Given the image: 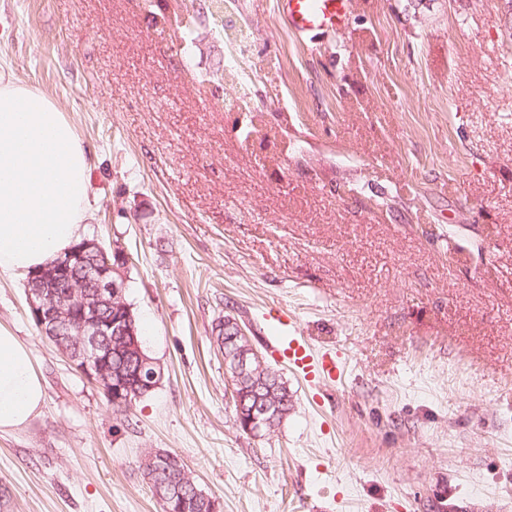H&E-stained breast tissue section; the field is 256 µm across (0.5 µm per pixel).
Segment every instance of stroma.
<instances>
[{
    "mask_svg": "<svg viewBox=\"0 0 512 512\" xmlns=\"http://www.w3.org/2000/svg\"><path fill=\"white\" fill-rule=\"evenodd\" d=\"M166 2L192 24L147 0H0V72L73 123L84 235L128 255L164 370L117 410L1 276L0 325L47 397L0 435V512H160L151 449L222 512H512V0H359L304 38L277 0ZM266 308L347 364L317 391L285 374L293 410L253 437L212 327L235 316L273 362Z\"/></svg>",
    "mask_w": 512,
    "mask_h": 512,
    "instance_id": "35a3bbf8",
    "label": "stroma"
}]
</instances>
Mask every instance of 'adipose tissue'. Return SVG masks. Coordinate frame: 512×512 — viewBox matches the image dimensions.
Listing matches in <instances>:
<instances>
[{
    "instance_id": "obj_1",
    "label": "adipose tissue",
    "mask_w": 512,
    "mask_h": 512,
    "mask_svg": "<svg viewBox=\"0 0 512 512\" xmlns=\"http://www.w3.org/2000/svg\"><path fill=\"white\" fill-rule=\"evenodd\" d=\"M90 163L72 123L45 94L0 73V275H28L81 238ZM45 403L30 349L0 327V434Z\"/></svg>"
}]
</instances>
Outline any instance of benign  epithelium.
<instances>
[{
  "label": "benign epithelium",
  "mask_w": 512,
  "mask_h": 512,
  "mask_svg": "<svg viewBox=\"0 0 512 512\" xmlns=\"http://www.w3.org/2000/svg\"><path fill=\"white\" fill-rule=\"evenodd\" d=\"M126 256L112 261L102 243L83 239L28 277L26 297L41 335L49 339L109 400L123 403L130 396L126 379L112 383V341L119 336L139 349L136 328L129 317L116 320L102 314L103 308L125 310ZM264 363L262 355L247 343L246 352L232 359L234 373L251 361ZM139 384L156 388L162 379L156 361L140 356Z\"/></svg>",
  "instance_id": "1"
}]
</instances>
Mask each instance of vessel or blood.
<instances>
[{"instance_id": "1", "label": "vessel or blood", "mask_w": 512, "mask_h": 512, "mask_svg": "<svg viewBox=\"0 0 512 512\" xmlns=\"http://www.w3.org/2000/svg\"><path fill=\"white\" fill-rule=\"evenodd\" d=\"M277 8L293 34L335 32L349 26L355 0H277ZM286 326V337L270 342L280 363L315 387L341 379L346 365L342 353L316 349L296 321H287Z\"/></svg>"}]
</instances>
